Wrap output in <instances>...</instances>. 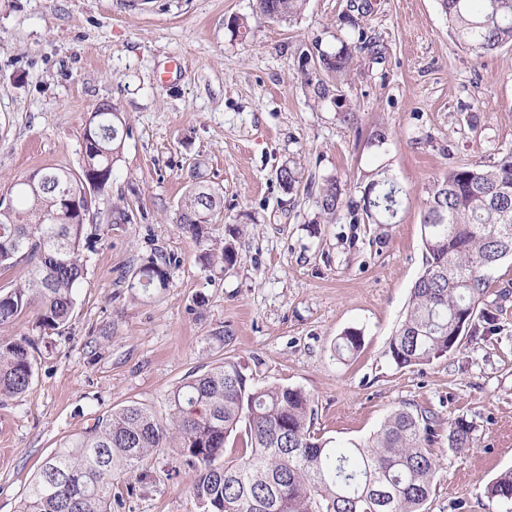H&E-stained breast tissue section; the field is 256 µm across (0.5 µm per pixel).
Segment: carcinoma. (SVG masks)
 I'll return each mask as SVG.
<instances>
[{
  "mask_svg": "<svg viewBox=\"0 0 512 512\" xmlns=\"http://www.w3.org/2000/svg\"><path fill=\"white\" fill-rule=\"evenodd\" d=\"M306 0H257L256 15L278 22L297 16ZM457 40L478 58L512 43V0H438ZM351 49L319 55L322 67L340 72ZM86 131L83 164L77 173L45 167L51 186L33 194L29 176L18 178L9 194L12 218L0 216V271L21 261L32 263L28 280L0 289V324L32 306L37 327L62 334L75 305L74 289L85 275L80 243L86 225L61 209L64 198L91 212L97 194L112 177L123 147L124 123L110 104H99ZM103 181L92 184L89 173ZM337 180L321 186L316 203L331 216L341 205ZM404 190L380 168L361 198L359 209L373 224H389L402 205ZM61 211L55 224L43 217ZM221 199L210 188L194 187L179 205L180 228L200 246L206 270H230L237 236L220 248L208 244L204 227L217 221ZM425 265L411 289L408 308L389 342L400 368L432 361L457 348L458 337L476 334L474 315L490 272L512 257V153L490 165L468 164L449 170L427 190L422 216ZM167 261L151 256L128 284L145 293L166 287ZM26 339H0V401L28 390L35 368ZM360 348V336L347 331L336 344L341 357ZM170 424H160L137 404L100 417L65 440L42 465L19 512H112V480L118 470L134 473L158 448H173L195 471L190 493L198 512H424L432 494L437 462L426 443L433 433L430 411H394L366 442L330 448L312 432L314 402L304 391L259 384L247 367L226 358L183 380L168 396ZM242 431L245 453L218 463L227 438ZM472 426L461 419L448 434L451 448L465 447ZM487 493L512 502V470L502 473Z\"/></svg>",
  "mask_w": 512,
  "mask_h": 512,
  "instance_id": "carcinoma-1",
  "label": "carcinoma"
}]
</instances>
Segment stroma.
<instances>
[{"label": "stroma", "mask_w": 512, "mask_h": 512, "mask_svg": "<svg viewBox=\"0 0 512 512\" xmlns=\"http://www.w3.org/2000/svg\"><path fill=\"white\" fill-rule=\"evenodd\" d=\"M256 0H0V196L19 177L79 170L97 103L127 133L92 217L104 234L81 249L86 274L63 334L36 326L37 308L0 325L25 337L35 373L0 401V512H18L59 442L129 404L167 411L189 374L224 358L256 382L315 401L312 429L340 446L373 436L397 409L435 414L437 458L425 512H512L487 493L512 469V258L491 273L483 306L494 331L456 350L397 367L388 353L423 270L426 190L448 169L512 153V45L475 57L450 35L437 0H307L284 22L255 19ZM249 21L233 36L235 18ZM366 35L370 48L333 73L304 59ZM329 94L315 98L316 83ZM357 123L344 122L345 112ZM296 167L282 188L276 171ZM384 168L407 192L394 223L352 221L370 175ZM337 179L344 204L323 219L314 194ZM197 183L218 192L210 239L239 232L233 269L202 267L177 223ZM132 224H111L113 206ZM170 260L166 288L128 287L141 262ZM231 341H224L225 328ZM362 346L337 356L345 332ZM470 445L448 446L457 420ZM194 472L169 448L140 473L114 476L112 512H196Z\"/></svg>", "instance_id": "1"}]
</instances>
